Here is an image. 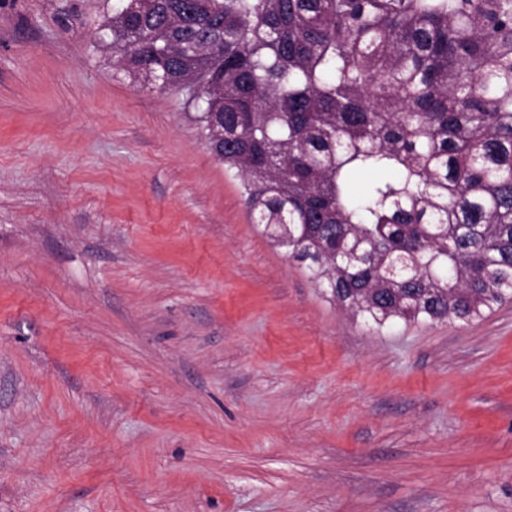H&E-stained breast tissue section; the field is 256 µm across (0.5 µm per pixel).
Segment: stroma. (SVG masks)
Instances as JSON below:
<instances>
[{"instance_id": "stroma-1", "label": "stroma", "mask_w": 512, "mask_h": 512, "mask_svg": "<svg viewBox=\"0 0 512 512\" xmlns=\"http://www.w3.org/2000/svg\"><path fill=\"white\" fill-rule=\"evenodd\" d=\"M112 0H0V512H512V301L342 311Z\"/></svg>"}]
</instances>
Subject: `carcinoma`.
<instances>
[{"label":"carcinoma","instance_id":"carcinoma-1","mask_svg":"<svg viewBox=\"0 0 512 512\" xmlns=\"http://www.w3.org/2000/svg\"><path fill=\"white\" fill-rule=\"evenodd\" d=\"M104 29L116 67L205 95L254 223L354 316L512 300V0H113Z\"/></svg>","mask_w":512,"mask_h":512}]
</instances>
